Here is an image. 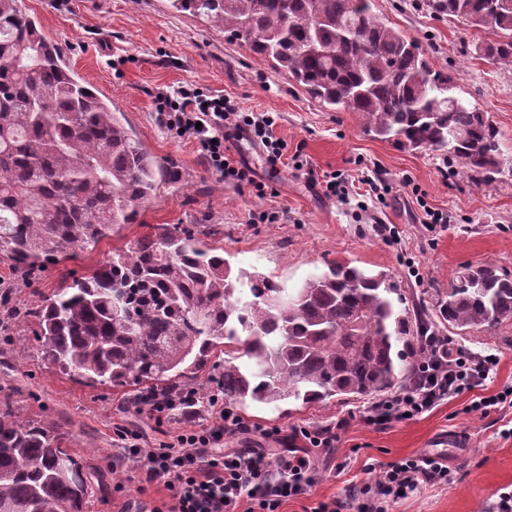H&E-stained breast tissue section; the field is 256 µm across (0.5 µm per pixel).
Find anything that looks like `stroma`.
Returning a JSON list of instances; mask_svg holds the SVG:
<instances>
[{
	"label": "stroma",
	"instance_id": "1",
	"mask_svg": "<svg viewBox=\"0 0 512 512\" xmlns=\"http://www.w3.org/2000/svg\"><path fill=\"white\" fill-rule=\"evenodd\" d=\"M373 4L384 21L418 42L430 63L452 77L460 96L490 115L500 150L512 159V70L475 52L476 45L493 40V32L434 19L422 0ZM23 6L57 44L69 69L123 112L134 138L182 172L179 183L160 186L136 223L118 226L75 258L19 269L0 253V283L10 288L7 305L0 306V397H9L26 418L57 421L89 483L86 512H120L126 496L149 503L162 494L142 482L135 464L113 470L112 456L122 446L117 429L139 432L142 445L155 448L213 422L205 413L156 422L129 409L124 390L88 385L42 360L30 309L63 278L87 275L112 248L155 225L177 224L223 247L233 269L258 271L290 288L328 262L347 261L389 274L404 308L425 318L434 315L441 294L465 266L490 263L512 277V177L479 186L453 161L400 151L367 135L356 113L323 107L285 72L253 56L244 42L170 7L168 0H23ZM186 84L230 97L245 111L275 113L274 134L287 142L289 159L270 168L262 149L240 135L228 146L252 167L255 182L218 180L196 142L172 138L155 118L156 93ZM312 171L338 174L349 185L348 196H329L323 185L310 184ZM376 175L388 185L382 203L367 184ZM428 207L448 212L450 224L427 231L422 220ZM275 210L282 214L278 223H260L259 213ZM383 224L395 227L398 239L384 237ZM445 334L454 345L499 355L497 371L480 395L512 389V322L488 332L449 328ZM471 398L461 394L432 413L383 430L361 421V400H291L279 409L248 403L234 412L254 431L233 445L264 448L262 430L285 438L292 427H317L349 414L353 421L337 453L318 459L309 499L288 501L281 512H304L310 501L374 482L376 464L438 452L448 456L452 483L423 488L394 512H486L493 494L512 487V438L498 434L499 420L512 421V407L485 418L465 413Z\"/></svg>",
	"mask_w": 512,
	"mask_h": 512
}]
</instances>
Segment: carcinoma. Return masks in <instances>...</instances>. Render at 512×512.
Returning a JSON list of instances; mask_svg holds the SVG:
<instances>
[{
	"instance_id": "cac0c4a2",
	"label": "carcinoma",
	"mask_w": 512,
	"mask_h": 512,
	"mask_svg": "<svg viewBox=\"0 0 512 512\" xmlns=\"http://www.w3.org/2000/svg\"><path fill=\"white\" fill-rule=\"evenodd\" d=\"M224 27L323 105L355 112L395 148L452 157L479 185L502 173L499 131L456 92L372 0H171ZM437 19L492 30L485 58L512 70V0H425ZM330 47L305 51L309 39ZM464 134L448 141V130ZM179 181L132 138L121 112L67 67L22 0H0V252L15 265L74 258L133 224L160 183ZM137 311L119 316L112 291ZM383 273L335 261L288 290L232 273L224 249L158 224L30 312L42 358L92 386L176 397L206 370L224 403L376 397L404 382L427 327L395 307ZM438 323L486 331L512 321V278L467 266L438 301ZM89 484L57 423L0 401V512H84Z\"/></svg>"
}]
</instances>
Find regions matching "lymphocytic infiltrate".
Returning a JSON list of instances; mask_svg holds the SVG:
<instances>
[{
    "mask_svg": "<svg viewBox=\"0 0 512 512\" xmlns=\"http://www.w3.org/2000/svg\"><path fill=\"white\" fill-rule=\"evenodd\" d=\"M160 125L177 138L197 142L207 168L219 180L253 184V171L230 154L227 143L240 133L259 142L270 166L281 164L286 143L276 138V119L269 112H245L234 100L192 84L158 92L154 98ZM424 357L416 362L408 386L370 402L361 419L384 429L434 411L446 401L482 386L495 373L497 354L451 348L446 336L430 332L419 340ZM219 417L217 427L175 436L159 448H146L139 436L121 430L122 454L113 467L139 464L144 480L163 489L150 512H280L288 501L306 497L315 483V455L339 448L348 418L318 429L294 428L288 447L274 453L224 447L223 441L249 434L236 414L226 413L224 400L210 395ZM453 473L442 454L391 461L379 478L345 496L319 501L310 512H391L425 486L445 485Z\"/></svg>",
    "mask_w": 512,
    "mask_h": 512,
    "instance_id": "obj_1",
    "label": "lymphocytic infiltrate"
}]
</instances>
